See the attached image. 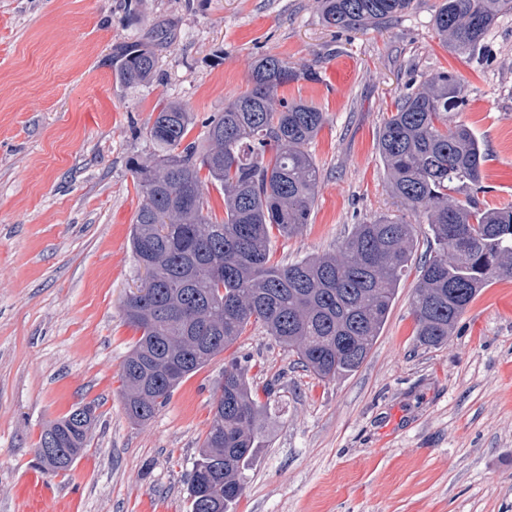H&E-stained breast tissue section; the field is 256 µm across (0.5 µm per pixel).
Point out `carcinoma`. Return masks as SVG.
Here are the masks:
<instances>
[{
	"label": "carcinoma",
	"mask_w": 512,
	"mask_h": 512,
	"mask_svg": "<svg viewBox=\"0 0 512 512\" xmlns=\"http://www.w3.org/2000/svg\"><path fill=\"white\" fill-rule=\"evenodd\" d=\"M412 0H322L324 23L339 31L379 28L402 15ZM512 0H442L433 21L454 53L480 57L488 31ZM125 85L152 79L155 53L137 43L112 56ZM317 77L312 64L297 68L264 54L251 88L204 119L203 143H184L194 113L166 101L149 130L155 152L132 171L141 195L132 249L147 276L122 303L127 323L140 332L120 367L127 416L151 420L174 389L258 325L322 382L358 370L387 321L425 224L437 246L422 264L411 310L421 344L448 340L481 289L512 279V206L481 208L485 153L465 125L452 123L462 103L461 80L437 72L409 82L381 126L377 151L392 194L411 219L383 215L357 224L337 254L272 261L273 232L289 237L309 223L320 180L307 146L326 114L306 102L277 96L279 88ZM224 191V220L211 217L203 187ZM457 188L463 201L448 197ZM210 430L189 481L188 512H233L245 472L259 447L264 405L232 362L212 403ZM95 408L84 404L48 422L36 448L39 468L70 470L87 446ZM63 446L42 453L47 438Z\"/></svg>",
	"instance_id": "carcinoma-1"
}]
</instances>
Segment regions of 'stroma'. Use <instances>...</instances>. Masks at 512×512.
<instances>
[{"instance_id": "stroma-1", "label": "stroma", "mask_w": 512, "mask_h": 512, "mask_svg": "<svg viewBox=\"0 0 512 512\" xmlns=\"http://www.w3.org/2000/svg\"><path fill=\"white\" fill-rule=\"evenodd\" d=\"M0 0V512H188V478L224 365L264 404L262 443L234 512H512V280L484 289L447 341L419 343L417 268L435 244L418 228L412 266L361 367L318 381L264 329L248 327L185 379L144 424L121 398L137 331L121 303L144 274L130 234L141 198L133 161L153 154L160 101L198 120L250 87L255 60L314 64L279 89L327 122L307 150L320 170L309 224L277 238L289 263L336 251L354 225L403 215L376 139L411 77L462 80L455 122L485 152L480 207L512 204V14L483 61L443 47L442 0H413L385 28L336 32L320 0ZM141 41L151 82L121 85L113 50ZM94 403L71 470L44 474V425Z\"/></svg>"}]
</instances>
